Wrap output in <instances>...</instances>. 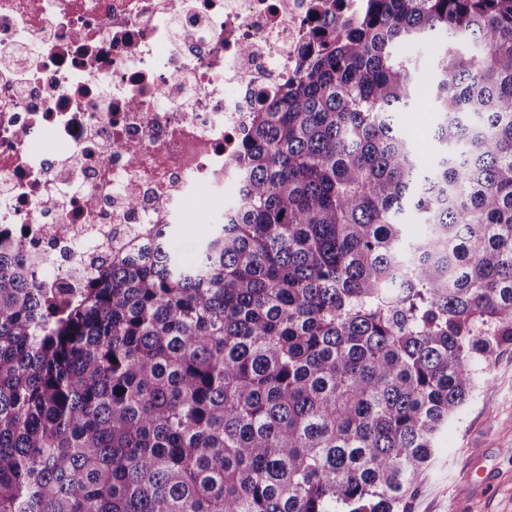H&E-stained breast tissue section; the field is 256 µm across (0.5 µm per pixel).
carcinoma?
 I'll list each match as a JSON object with an SVG mask.
<instances>
[{
  "instance_id": "obj_1",
  "label": "carcinoma",
  "mask_w": 512,
  "mask_h": 512,
  "mask_svg": "<svg viewBox=\"0 0 512 512\" xmlns=\"http://www.w3.org/2000/svg\"><path fill=\"white\" fill-rule=\"evenodd\" d=\"M337 2L192 258L168 224L72 297L0 242V512H403L492 383L512 349V0ZM435 36L426 170L396 45Z\"/></svg>"
}]
</instances>
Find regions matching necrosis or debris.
<instances>
[{
	"label": "necrosis or debris",
	"instance_id": "obj_1",
	"mask_svg": "<svg viewBox=\"0 0 512 512\" xmlns=\"http://www.w3.org/2000/svg\"><path fill=\"white\" fill-rule=\"evenodd\" d=\"M315 5L0 0V225H27L43 287L78 293L190 199L213 205L201 223L223 211L253 103L293 76Z\"/></svg>",
	"mask_w": 512,
	"mask_h": 512
}]
</instances>
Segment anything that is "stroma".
Listing matches in <instances>:
<instances>
[{
	"label": "stroma",
	"mask_w": 512,
	"mask_h": 512,
	"mask_svg": "<svg viewBox=\"0 0 512 512\" xmlns=\"http://www.w3.org/2000/svg\"><path fill=\"white\" fill-rule=\"evenodd\" d=\"M441 40L405 43L415 61L414 81L428 91L436 81ZM396 119L433 162L438 121L431 103L397 113ZM489 388L477 390L457 417L437 434L406 512H512V350L498 354Z\"/></svg>",
	"instance_id": "35a3bbf8"
}]
</instances>
